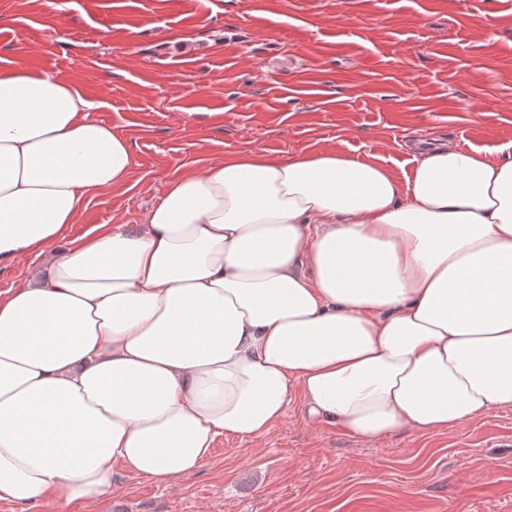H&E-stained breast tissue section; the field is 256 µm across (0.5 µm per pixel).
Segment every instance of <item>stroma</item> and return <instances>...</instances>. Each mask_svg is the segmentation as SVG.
<instances>
[{
	"label": "stroma",
	"instance_id": "obj_1",
	"mask_svg": "<svg viewBox=\"0 0 512 512\" xmlns=\"http://www.w3.org/2000/svg\"><path fill=\"white\" fill-rule=\"evenodd\" d=\"M14 64L78 84L135 165L48 255L0 263L1 293L230 154L337 148L401 181L415 142L512 154V0H0ZM24 512H512V411L373 446L295 397L260 443L217 438L191 476Z\"/></svg>",
	"mask_w": 512,
	"mask_h": 512
}]
</instances>
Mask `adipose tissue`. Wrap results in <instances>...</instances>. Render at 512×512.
<instances>
[{
	"label": "adipose tissue",
	"mask_w": 512,
	"mask_h": 512,
	"mask_svg": "<svg viewBox=\"0 0 512 512\" xmlns=\"http://www.w3.org/2000/svg\"><path fill=\"white\" fill-rule=\"evenodd\" d=\"M92 109L0 68V262L127 178ZM295 395L372 444L512 411V158L434 146L401 182L334 148L240 153L94 227L0 294V506L189 476Z\"/></svg>",
	"instance_id": "ef3b65f1"
}]
</instances>
